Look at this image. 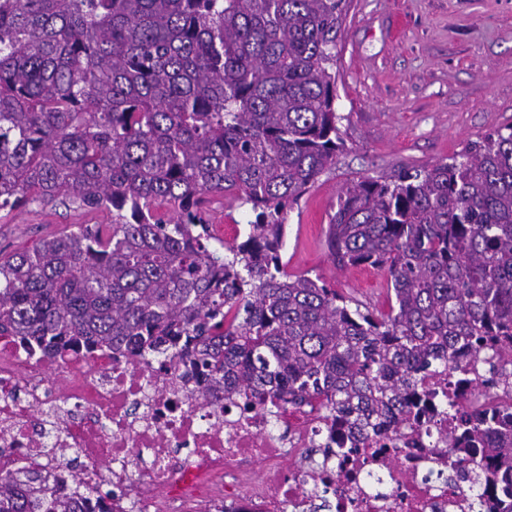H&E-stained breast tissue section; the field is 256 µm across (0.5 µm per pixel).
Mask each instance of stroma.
<instances>
[{
	"label": "stroma",
	"instance_id": "1",
	"mask_svg": "<svg viewBox=\"0 0 512 512\" xmlns=\"http://www.w3.org/2000/svg\"><path fill=\"white\" fill-rule=\"evenodd\" d=\"M336 165L289 211L283 260L360 304L386 299L371 267L338 268L325 242L348 179L429 167L512 125V0H348L337 40ZM79 208L35 204L0 215V252L92 224Z\"/></svg>",
	"mask_w": 512,
	"mask_h": 512
}]
</instances>
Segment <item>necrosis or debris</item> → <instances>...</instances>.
I'll return each mask as SVG.
<instances>
[{"label": "necrosis or debris", "mask_w": 512, "mask_h": 512, "mask_svg": "<svg viewBox=\"0 0 512 512\" xmlns=\"http://www.w3.org/2000/svg\"><path fill=\"white\" fill-rule=\"evenodd\" d=\"M188 359L142 367L118 350L42 360L0 335V473L42 458L36 411L64 412L52 435L81 452L78 480L109 481L112 500L97 512H495V493L473 505L457 475L447 435L458 419L439 413L400 436L382 434L339 448L333 463L309 469L300 460L336 433L323 409L225 408L224 392L200 399ZM422 393H451L460 410L512 405V389L481 394L452 389L432 375Z\"/></svg>", "instance_id": "obj_1"}]
</instances>
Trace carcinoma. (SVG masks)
Masks as SVG:
<instances>
[{"label":"carcinoma","mask_w":512,"mask_h":512,"mask_svg":"<svg viewBox=\"0 0 512 512\" xmlns=\"http://www.w3.org/2000/svg\"><path fill=\"white\" fill-rule=\"evenodd\" d=\"M346 0H0V211L112 216L0 253V335L46 357L99 348L192 361L198 396L319 403L369 435L409 426L441 367L487 386L512 365V126L431 167L343 187L328 248L384 272L361 309L281 260L285 214L344 148ZM251 206L240 242L206 219ZM476 495L512 499V421L465 423ZM73 472L0 473V512H89Z\"/></svg>","instance_id":"cac0c4a2"}]
</instances>
